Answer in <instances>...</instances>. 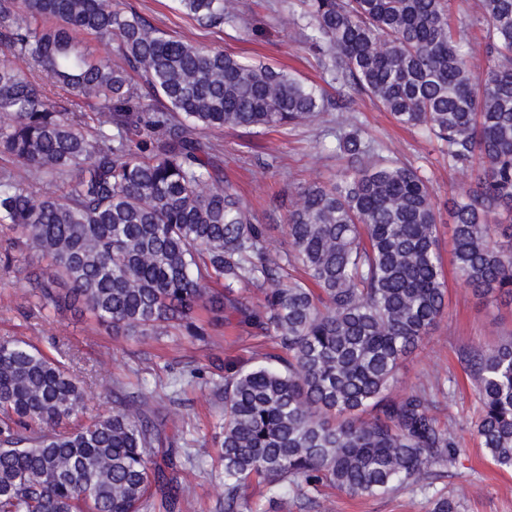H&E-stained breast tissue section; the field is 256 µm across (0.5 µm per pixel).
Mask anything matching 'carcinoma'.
<instances>
[{
  "mask_svg": "<svg viewBox=\"0 0 512 512\" xmlns=\"http://www.w3.org/2000/svg\"><path fill=\"white\" fill-rule=\"evenodd\" d=\"M207 26L224 0H174ZM304 42L338 85L325 98L263 64L166 36L114 0H0V271L32 281L42 311L87 314L122 336H189L231 322L275 352L189 371L224 402V512L312 500L334 488L375 497L434 487L464 449L433 414L450 389L395 395L398 371L445 317L440 208L408 161L384 159L355 123L339 125L347 166L290 202L289 250L224 180L202 130L311 124L366 96L439 142L469 180L448 199L450 263L485 301L512 304V0H474L486 68L470 64L454 0H301ZM79 30L116 44L122 64L83 50ZM140 81L135 82L132 74ZM93 102L78 110L70 97ZM250 285L258 308L233 295ZM70 351L0 336V512H182L194 487L177 460L188 422L165 420L157 395L112 385V410L83 413ZM466 363L489 460L512 469V336ZM432 512H460L444 490Z\"/></svg>",
  "mask_w": 512,
  "mask_h": 512,
  "instance_id": "1",
  "label": "carcinoma"
}]
</instances>
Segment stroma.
I'll return each mask as SVG.
<instances>
[{"label":"stroma","instance_id":"1","mask_svg":"<svg viewBox=\"0 0 512 512\" xmlns=\"http://www.w3.org/2000/svg\"><path fill=\"white\" fill-rule=\"evenodd\" d=\"M120 8L136 11L160 31L194 44L219 49L251 62L282 67L295 77L321 83L317 55L303 43L301 31L292 23L294 0H226L233 21L216 28L199 26L185 15L172 11L169 0H116ZM363 130L365 139L379 155L410 160L429 177L439 202L463 195L466 177L449 168L437 143L420 133L399 127L386 112L366 98L356 99L348 114ZM335 113L328 112L312 124L269 131L263 134L241 127L208 132L223 150L224 172L249 202L252 221L267 227L271 246L285 250L284 203L314 182L333 183L346 161L336 152ZM448 314L422 346L406 358L398 374L395 393L432 385L436 377L454 379L455 387L439 398L435 415L442 427L461 435L466 450L446 484L461 499V512H512V470L490 463L470 426L478 417L475 382L460 361L470 349H484L512 335V308L486 305L456 280H449ZM26 280L7 275L0 278V336L10 333L32 338L44 349L62 343L76 354V372L84 382L86 416L108 413L112 392L99 380L108 376L132 382L147 390L167 393L174 374L193 365L238 363L249 360L253 338L248 329L235 332L217 327L209 346L187 336H164L141 341L115 336L93 322L69 312H38L29 300ZM223 408L206 385L185 387L176 406L162 405L160 414H181L190 424L205 428ZM205 462L204 468L183 473L196 490L185 512H224V487L211 476L219 450L210 441L192 445ZM251 504L260 512H431L429 495L407 490L393 496L352 499L326 491L316 502L288 498L269 503L263 486H254Z\"/></svg>","mask_w":512,"mask_h":512}]
</instances>
